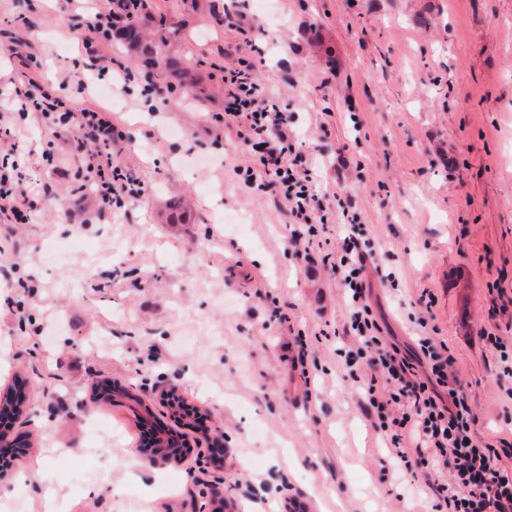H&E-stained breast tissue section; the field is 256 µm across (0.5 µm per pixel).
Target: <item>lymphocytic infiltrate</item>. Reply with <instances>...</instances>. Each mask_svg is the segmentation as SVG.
<instances>
[{"label": "lymphocytic infiltrate", "instance_id": "lymphocytic-infiltrate-1", "mask_svg": "<svg viewBox=\"0 0 512 512\" xmlns=\"http://www.w3.org/2000/svg\"><path fill=\"white\" fill-rule=\"evenodd\" d=\"M141 10V0H108L106 7L76 23L79 45L96 53L99 46L111 44L113 34ZM224 87V110L213 114L212 120L235 129L243 144L257 152L256 164L236 170L248 188L262 192L269 184L279 186L296 226L292 247L309 251L318 225L327 223L329 214H336L344 226L335 268L344 287L346 333L351 342L336 354L349 375H356L363 364L372 369L363 388V407L376 413L396 465L430 464L425 486L433 512L442 507L448 512H512V467L502 463L512 449L495 451L472 435L470 408L460 380L451 372L453 359L445 342L421 334L418 352L409 357L384 341L366 301L369 254L360 242L361 217L347 206H330L327 195L315 189L312 161L302 159L295 150L292 114L262 97L248 61L225 69ZM16 106L20 113L35 114L54 139L65 140L85 154L82 178L94 190L100 213H111L143 196L140 181L119 173L113 163L112 145L122 133L110 113L85 102L70 106L41 89L20 95ZM25 192L19 161L0 159V223H29Z\"/></svg>", "mask_w": 512, "mask_h": 512}]
</instances>
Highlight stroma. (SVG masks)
<instances>
[{
    "instance_id": "1",
    "label": "stroma",
    "mask_w": 512,
    "mask_h": 512,
    "mask_svg": "<svg viewBox=\"0 0 512 512\" xmlns=\"http://www.w3.org/2000/svg\"><path fill=\"white\" fill-rule=\"evenodd\" d=\"M75 8L0 0V105L26 76L75 99L65 76L94 73L68 34ZM161 18L202 60L203 106L145 94L117 37L101 52L129 70L130 91L93 98L144 195L98 217L83 156L59 140L52 167L29 168L31 222L0 223V386L31 381L13 423L28 445L0 504L41 512L52 491L58 512H212L217 488L224 512H286L292 499L305 512H425L336 354L348 312L322 260L339 247L336 219L322 248L296 256L287 202L238 181L253 158L209 116L224 109L223 67L250 60L263 95L294 113L316 189L361 215L386 339L415 353L425 319L454 358L474 437L512 443V0H151L137 24ZM102 378L124 396L93 402ZM171 385L213 426L179 428L192 453L158 467L140 440L144 422L176 426L157 393ZM208 436L224 443L223 469L206 462ZM46 461V480L23 481Z\"/></svg>"
}]
</instances>
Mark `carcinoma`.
<instances>
[{"label":"carcinoma","instance_id":"carcinoma-1","mask_svg":"<svg viewBox=\"0 0 512 512\" xmlns=\"http://www.w3.org/2000/svg\"><path fill=\"white\" fill-rule=\"evenodd\" d=\"M122 37L132 56L141 61L146 74L149 75L158 70L171 80V90L196 101L205 99L206 92L197 75L195 62L192 58L173 49L174 43L178 41L177 31L161 28L158 40L153 42L144 39L139 27L131 22L123 29ZM28 389L27 378L15 377L12 385L13 393L0 397V413L13 419L18 417L24 407L21 396L28 392Z\"/></svg>","mask_w":512,"mask_h":512}]
</instances>
